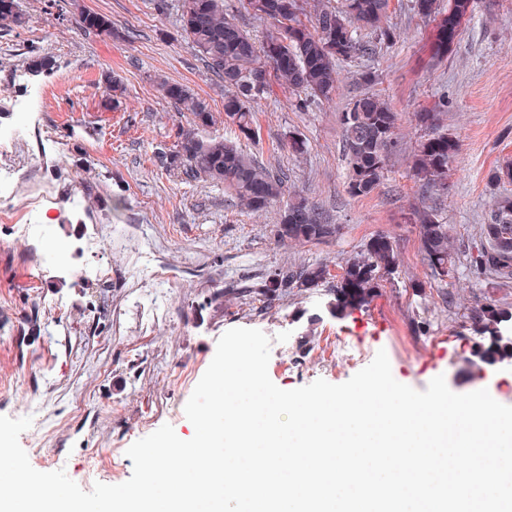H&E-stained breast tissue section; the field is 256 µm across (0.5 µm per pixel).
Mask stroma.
I'll return each instance as SVG.
<instances>
[{
  "label": "stroma",
  "instance_id": "35a3bbf8",
  "mask_svg": "<svg viewBox=\"0 0 512 512\" xmlns=\"http://www.w3.org/2000/svg\"><path fill=\"white\" fill-rule=\"evenodd\" d=\"M20 3L23 25L0 29V137L23 134L27 182L47 187L52 201L30 216L26 236L0 223V415L32 417L20 444L34 469L65 470L88 491L90 465L109 450L126 451L165 424L191 438L185 405L232 328L271 338L268 374L285 390L349 380L354 368L313 360L340 340L367 363L386 351L394 378L413 389L442 375L453 392L485 389L512 406V361L480 362L464 326L486 302L512 303V287L433 280L411 222L414 209L435 206L471 253L494 197L512 195V182L491 181L512 160V0H476L439 62L431 57L434 22L410 0H390L392 45L339 61L335 95L308 108H298L300 92L273 85L252 105L249 139L225 120L224 85L181 33L175 9H159L158 0ZM88 12L109 17L114 36L80 28ZM35 55L54 67L25 76ZM366 70L375 83L362 80ZM162 79L206 101L217 118L210 134L287 169L288 191L325 209L340 233L279 240L277 208L255 214L223 187L169 172L161 158L187 118L163 97ZM366 93L400 113V149L381 184L355 198L340 116ZM442 95V130L458 153L447 190L430 193L411 170L428 136L415 115ZM292 134L305 142L304 154L289 151ZM381 233L394 241L399 267L367 307L332 315L326 284L291 290L269 308L246 293L287 263H323L340 274Z\"/></svg>",
  "mask_w": 512,
  "mask_h": 512
}]
</instances>
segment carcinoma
<instances>
[{
  "label": "carcinoma",
  "mask_w": 512,
  "mask_h": 512,
  "mask_svg": "<svg viewBox=\"0 0 512 512\" xmlns=\"http://www.w3.org/2000/svg\"><path fill=\"white\" fill-rule=\"evenodd\" d=\"M241 4L253 16L273 23L262 41L240 27L224 0H179L176 21L206 68L224 83V116L246 138L255 133L251 103L269 91L270 77L294 91L329 100L337 88V61L370 57L378 45L394 37L386 27L389 0H241ZM411 10L436 21L432 54L444 58L471 15L472 0H411ZM21 23L18 0H0V28ZM79 23L87 31L112 35V22L103 15L86 13ZM363 31L370 38L363 39ZM160 91L179 111L192 116V125L179 128L173 150L164 154L167 169L186 181L205 179L224 186L252 212L281 204L277 235L282 240L314 242L339 233L340 226L322 207L299 194L285 197V172L270 168L231 140L199 134L197 129L216 122L203 99L178 83L163 81ZM446 103L445 99L430 112L416 113L419 124L434 129L420 142L413 160L415 175L432 191L448 189L449 164L457 151L456 142L437 130ZM340 122L349 166L348 193L365 197L384 178L387 161L399 147V115L381 96L367 94L349 103ZM413 221L432 276L440 281L455 277L458 246L437 210L419 209ZM478 234L480 249L470 257L469 266L500 286L511 284V195L497 197L489 223L479 225ZM397 263L390 236L370 238L347 260L332 285L331 312L343 316L368 305L383 275L394 271ZM329 279L331 273L324 265L291 264L268 278L258 294L270 304L290 288H315ZM469 319L478 337L475 357L489 365L512 359V336L504 335L501 328L512 321V305L486 303L472 310Z\"/></svg>",
  "instance_id": "1"
}]
</instances>
